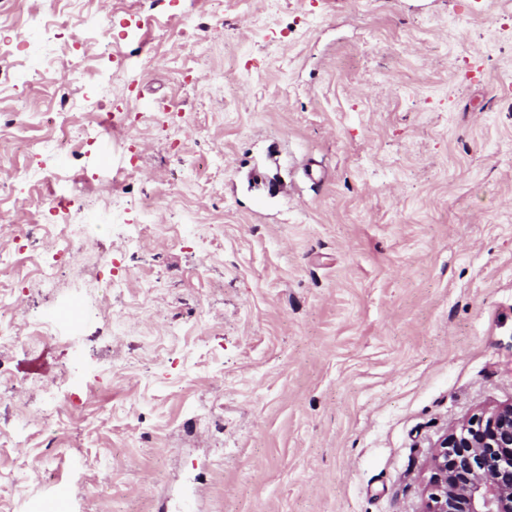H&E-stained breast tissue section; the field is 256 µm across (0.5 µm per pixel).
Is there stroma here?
Wrapping results in <instances>:
<instances>
[{
  "label": "stroma",
  "instance_id": "35a3bbf8",
  "mask_svg": "<svg viewBox=\"0 0 512 512\" xmlns=\"http://www.w3.org/2000/svg\"><path fill=\"white\" fill-rule=\"evenodd\" d=\"M8 0L0 40V512H421L437 440L512 402V0ZM111 81L125 126L31 159L56 86ZM326 168L312 183L306 162ZM287 184L269 196L251 173ZM96 214L53 291L49 201ZM148 209L125 288L87 268ZM54 325L27 344L28 323ZM64 369L45 456L27 440Z\"/></svg>",
  "mask_w": 512,
  "mask_h": 512
}]
</instances>
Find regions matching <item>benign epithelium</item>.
I'll list each match as a JSON object with an SVG mask.
<instances>
[{
  "instance_id": "benign-epithelium-1",
  "label": "benign epithelium",
  "mask_w": 512,
  "mask_h": 512,
  "mask_svg": "<svg viewBox=\"0 0 512 512\" xmlns=\"http://www.w3.org/2000/svg\"><path fill=\"white\" fill-rule=\"evenodd\" d=\"M421 512H512V403L438 440Z\"/></svg>"
}]
</instances>
